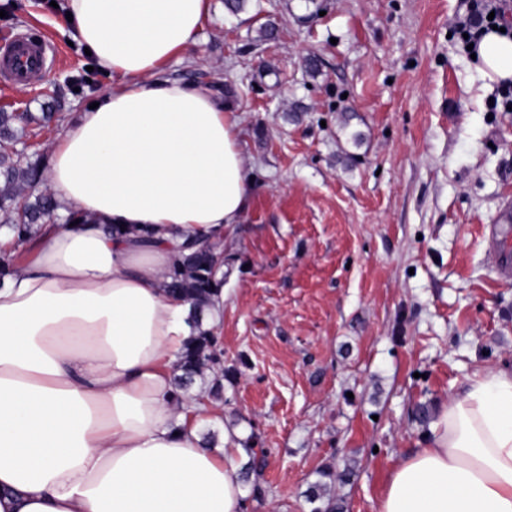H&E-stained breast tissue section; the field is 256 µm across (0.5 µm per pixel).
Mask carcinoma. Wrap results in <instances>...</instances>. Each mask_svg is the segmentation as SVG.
<instances>
[{"instance_id":"cac0c4a2","label":"carcinoma","mask_w":512,"mask_h":512,"mask_svg":"<svg viewBox=\"0 0 512 512\" xmlns=\"http://www.w3.org/2000/svg\"><path fill=\"white\" fill-rule=\"evenodd\" d=\"M50 119L49 113L38 119L30 114L0 112V223L11 228L22 244L36 240L44 225L54 223L57 205L47 194L33 198L25 193L41 180L43 171L39 154L30 151L31 145L26 143L29 132L24 127L16 128L15 122L29 125ZM222 264L219 245L188 237L180 259L165 274L164 282L168 291L191 304L196 329V336L178 357L176 369L181 374L175 377V386L183 389L198 378L201 390L215 397L222 389L223 352L218 349L216 337L202 328V320L217 295L213 285Z\"/></svg>"}]
</instances>
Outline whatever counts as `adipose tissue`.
<instances>
[{"label": "adipose tissue", "instance_id": "1", "mask_svg": "<svg viewBox=\"0 0 512 512\" xmlns=\"http://www.w3.org/2000/svg\"><path fill=\"white\" fill-rule=\"evenodd\" d=\"M69 27L114 84L60 133L46 187L59 221L0 282V512H245L240 436L209 447L207 394L174 388L189 302L164 286L187 236L223 239L253 177L236 110L160 79L210 0H68ZM476 66L512 81V36ZM151 239H144V232ZM402 458L377 512H512V371L487 367Z\"/></svg>", "mask_w": 512, "mask_h": 512}]
</instances>
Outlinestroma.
Here are the masks:
<instances>
[{
  "instance_id": "obj_1",
  "label": "stroma",
  "mask_w": 512,
  "mask_h": 512,
  "mask_svg": "<svg viewBox=\"0 0 512 512\" xmlns=\"http://www.w3.org/2000/svg\"><path fill=\"white\" fill-rule=\"evenodd\" d=\"M468 0H211L165 78L237 109L254 191L224 234L227 374L212 442L265 449L246 512H376L400 457L485 366L512 369V111L454 38ZM274 37H265L264 25ZM59 56L0 86L49 162L63 126L112 86L61 9L0 0V50L25 31Z\"/></svg>"
}]
</instances>
